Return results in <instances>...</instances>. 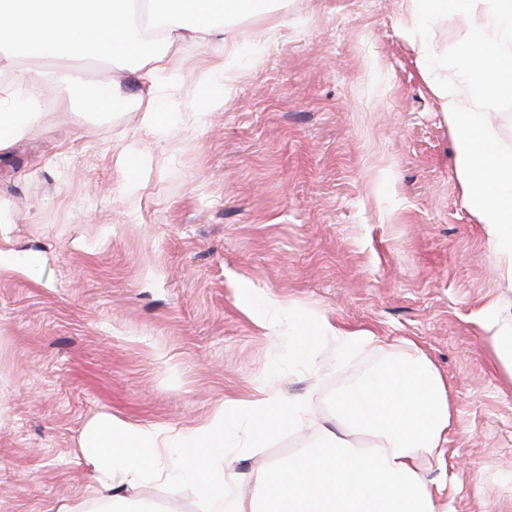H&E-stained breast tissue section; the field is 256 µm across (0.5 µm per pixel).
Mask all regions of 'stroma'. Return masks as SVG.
<instances>
[{
	"instance_id": "35a3bbf8",
	"label": "stroma",
	"mask_w": 512,
	"mask_h": 512,
	"mask_svg": "<svg viewBox=\"0 0 512 512\" xmlns=\"http://www.w3.org/2000/svg\"><path fill=\"white\" fill-rule=\"evenodd\" d=\"M464 30L411 32L406 0H288L243 19L232 75L222 43L183 46L139 125L131 94L62 110L67 76L42 60L48 126L0 152V512H95L78 454L95 416L176 431L270 383L306 400L314 426L284 428L235 467L248 474L313 446L336 395L417 343L448 383V512H512V385L481 326L498 269L463 201L453 129L427 52ZM221 107L206 108L207 92ZM298 312L381 336L341 352L317 337L297 359L287 327L253 321L241 284ZM163 512H202L197 486L147 482Z\"/></svg>"
}]
</instances>
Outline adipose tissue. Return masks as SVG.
I'll return each mask as SVG.
<instances>
[{
	"mask_svg": "<svg viewBox=\"0 0 512 512\" xmlns=\"http://www.w3.org/2000/svg\"><path fill=\"white\" fill-rule=\"evenodd\" d=\"M283 0H0V151L45 126L36 61H101L138 75L140 124L158 116L150 93L187 42L209 44L231 34L243 18L280 7ZM296 346L310 327L347 350L380 343L368 330H348L326 318L287 314ZM244 419L259 442L281 426L304 427L308 409L260 387L247 399L225 401L206 422L187 431L133 425L101 414L84 427L79 454L98 475L103 512H151L133 493L141 482L192 479L208 512H443L441 489L423 479L444 464L451 403L448 387L415 343L396 361L340 393L334 423L303 456L255 471L250 495L225 450L230 422ZM372 439L356 447L355 434Z\"/></svg>",
	"mask_w": 512,
	"mask_h": 512,
	"instance_id": "adipose-tissue-1",
	"label": "adipose tissue"
}]
</instances>
